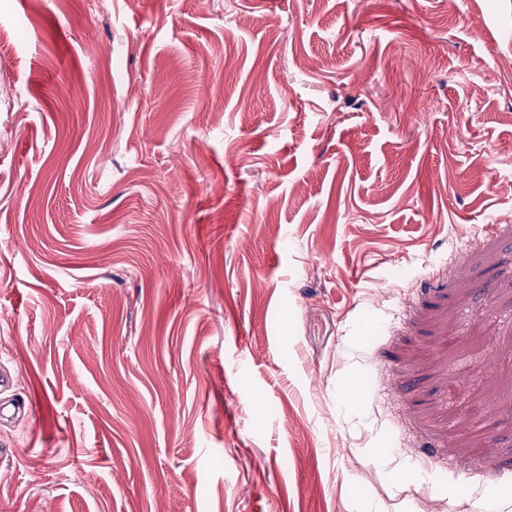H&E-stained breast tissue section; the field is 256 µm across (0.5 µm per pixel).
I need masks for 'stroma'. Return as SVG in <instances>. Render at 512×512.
<instances>
[{
  "label": "stroma",
  "mask_w": 512,
  "mask_h": 512,
  "mask_svg": "<svg viewBox=\"0 0 512 512\" xmlns=\"http://www.w3.org/2000/svg\"><path fill=\"white\" fill-rule=\"evenodd\" d=\"M0 32V512H512V0Z\"/></svg>",
  "instance_id": "obj_1"
}]
</instances>
